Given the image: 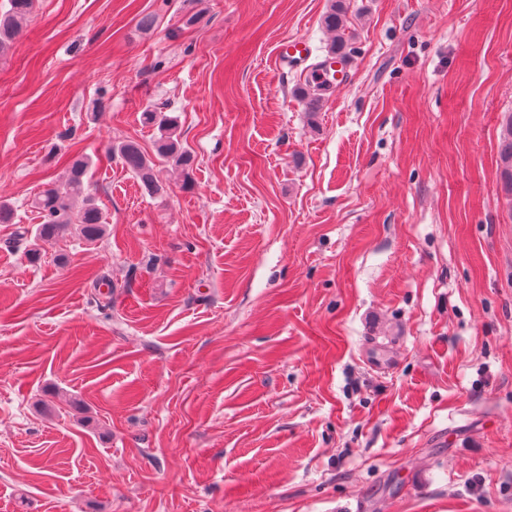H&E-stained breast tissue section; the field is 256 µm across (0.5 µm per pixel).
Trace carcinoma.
<instances>
[{
  "mask_svg": "<svg viewBox=\"0 0 512 512\" xmlns=\"http://www.w3.org/2000/svg\"><path fill=\"white\" fill-rule=\"evenodd\" d=\"M10 8L0 12V50H4L19 33L21 22L30 14L33 0H9ZM322 25L333 34V40L325 59L315 68H325L331 57L337 53L346 55L347 37L343 0H331L328 11L322 17ZM328 88L324 84L314 85L305 82L297 88L310 115L320 110ZM142 120L148 126H155L160 132L156 144V155L151 158L139 143L126 140L112 148L122 165L137 178L144 192L160 195L165 186L155 175L159 163H167L179 170L184 181H189L195 165L191 151L182 147L177 133V120L167 117L157 107L147 108ZM500 173L506 189L512 193V114L505 122L499 151ZM92 159L80 156L74 159L62 180L48 185L34 196L30 207L41 219L36 225L34 242H45L58 238L70 227H75L78 235L87 243L99 241L106 233L107 221L94 195L86 186Z\"/></svg>",
  "mask_w": 512,
  "mask_h": 512,
  "instance_id": "carcinoma-1",
  "label": "carcinoma"
}]
</instances>
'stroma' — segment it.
Wrapping results in <instances>:
<instances>
[{"label": "stroma", "mask_w": 512, "mask_h": 512, "mask_svg": "<svg viewBox=\"0 0 512 512\" xmlns=\"http://www.w3.org/2000/svg\"><path fill=\"white\" fill-rule=\"evenodd\" d=\"M329 4L34 0L0 53V512H512V0H347L312 117ZM150 106L191 188L106 154H154ZM77 155L107 233L34 243ZM276 56L277 58L285 56L292 61H300L310 56V49L306 39L295 38L279 43L276 49ZM329 90V87L326 88L324 83L314 85L307 79L302 86H299L296 89L297 94L306 102L308 112L311 116H314L316 112H319L322 102ZM160 108H146L142 113V120L148 126H157L160 137L156 144L155 159L144 152L142 147L133 140L120 142L112 148L122 165L131 171L137 178L144 192L151 195H160L165 186L155 175L157 163H167L179 170L183 181L188 183L195 165V157L191 151L182 147L177 133V120L162 115ZM500 173L506 189L512 194V114L505 122L499 151Z\"/></svg>", "instance_id": "35a3bbf8"}]
</instances>
